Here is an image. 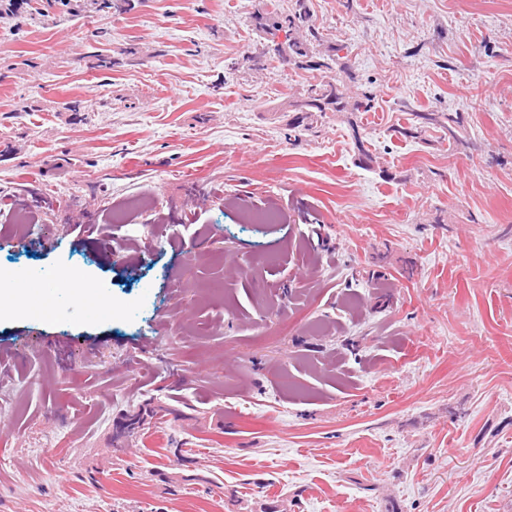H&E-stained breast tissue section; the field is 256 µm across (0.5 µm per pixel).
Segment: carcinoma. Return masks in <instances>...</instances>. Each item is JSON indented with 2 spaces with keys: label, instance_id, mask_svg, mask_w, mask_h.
<instances>
[{
  "label": "carcinoma",
  "instance_id": "cac0c4a2",
  "mask_svg": "<svg viewBox=\"0 0 512 512\" xmlns=\"http://www.w3.org/2000/svg\"><path fill=\"white\" fill-rule=\"evenodd\" d=\"M108 0H59L72 15L93 7L98 2ZM310 0H294L292 9L284 16L276 13L254 15L255 30L262 40L261 48L246 56L252 62L251 68L263 70L267 62L277 58L299 70L321 71L324 76L303 86L302 91L288 101V107L277 111L300 112L302 116L293 122V127L318 122V117L327 112H367L372 108L373 96L363 93L353 97L348 95L337 74L339 49L329 46L320 49L323 36L312 22ZM288 33L284 45L275 43L278 32ZM416 118L423 124L438 125L448 132V140L461 142L459 129L462 120L458 114L446 112H418Z\"/></svg>",
  "mask_w": 512,
  "mask_h": 512
}]
</instances>
